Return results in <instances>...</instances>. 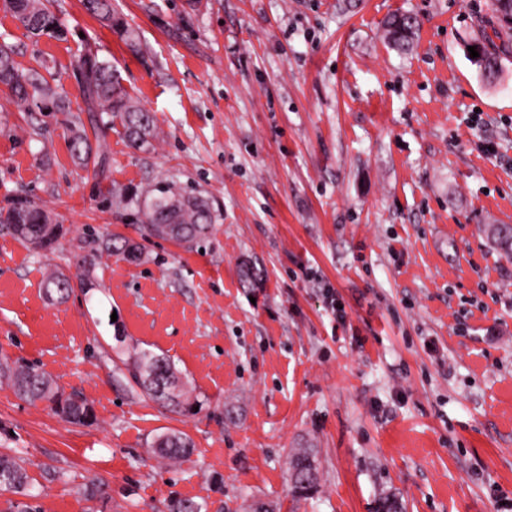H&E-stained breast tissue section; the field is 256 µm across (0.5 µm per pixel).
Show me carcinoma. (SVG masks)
I'll return each instance as SVG.
<instances>
[{
	"instance_id": "carcinoma-1",
	"label": "carcinoma",
	"mask_w": 512,
	"mask_h": 512,
	"mask_svg": "<svg viewBox=\"0 0 512 512\" xmlns=\"http://www.w3.org/2000/svg\"><path fill=\"white\" fill-rule=\"evenodd\" d=\"M8 9L32 35L46 34L57 40L67 39L68 31L61 27L54 12L53 0H4ZM86 10L104 22L114 33L131 46L136 45V35L125 20L112 8V0H84ZM491 11L487 23L499 36L512 37V0H489ZM390 44L405 50L416 35L417 22L410 14L395 15L385 24ZM479 56L472 58L481 76L492 83L502 72V63L495 52L484 44L476 43ZM14 50L7 44L0 45V86L6 88L18 102L41 108V100L50 97V88L45 76L49 68L42 64L27 72L18 71L13 58ZM86 99L90 103L88 121L75 117L70 125L72 156L83 165L102 168L106 164V153L101 144L104 132L118 123L124 130L130 147L138 150L151 146L156 136L154 117L138 108L121 86L112 65L100 58L90 44L83 45L78 56ZM120 201L137 204V213L145 234L172 241L191 248L205 238L216 221L215 210L210 201L200 193L191 194L174 183H162L155 192L143 199L128 196ZM6 231L35 251L51 248L61 238L65 229L52 223V218L42 207L19 200L7 208L0 209V232ZM88 251L81 257L84 268V291L90 292L93 283L89 275L103 253L117 252L127 259H140V248L129 240L113 237L101 241L93 236L87 242ZM46 288L63 298L71 290V279L62 272L51 273ZM128 372L133 383L152 400L168 407L192 410L197 404L191 391L176 375L170 359L148 349H141ZM0 374L11 383L16 395L31 404L46 402L52 410L66 421L80 426L94 422V413L86 400L64 390L45 371L34 364L15 362L0 369ZM151 448L157 456L171 461L192 453V439L180 432H164L157 435ZM300 473L309 481L299 488L304 495L318 484L319 470L312 452L297 451L289 456L288 475ZM28 475L16 460L0 455V495L3 493L26 494Z\"/></svg>"
}]
</instances>
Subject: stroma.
Listing matches in <instances>:
<instances>
[{
	"instance_id": "35a3bbf8",
	"label": "stroma",
	"mask_w": 512,
	"mask_h": 512,
	"mask_svg": "<svg viewBox=\"0 0 512 512\" xmlns=\"http://www.w3.org/2000/svg\"><path fill=\"white\" fill-rule=\"evenodd\" d=\"M486 2L112 0L135 49L83 0H59L64 41L0 9V43L20 69L48 62L69 104L31 112L0 90V208L26 196L66 229L40 253L0 234V359L37 364L96 417L70 424L0 382V454L32 478L15 502L378 512L392 495L405 512H496L512 499V259L481 231L512 225V57L492 84L469 59ZM398 13L419 23L404 54L383 37ZM84 41L157 122L147 151L113 127L101 170L70 151L88 112ZM165 181L212 201L202 248L144 237L115 203ZM90 231L142 256L103 255L91 298L57 300L45 274L78 277ZM138 349L170 357L202 409L145 397L119 366ZM167 430L193 440L189 457L150 454ZM303 448L320 470L306 496L287 477ZM93 479L104 495L90 500Z\"/></svg>"
}]
</instances>
